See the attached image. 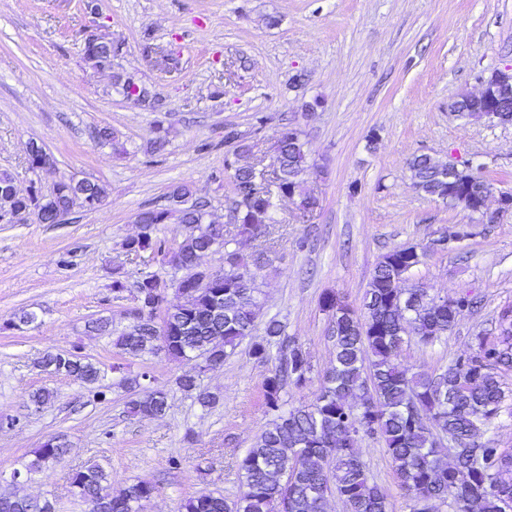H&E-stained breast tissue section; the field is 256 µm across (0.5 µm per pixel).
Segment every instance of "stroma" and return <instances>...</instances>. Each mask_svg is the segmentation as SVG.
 <instances>
[{"mask_svg": "<svg viewBox=\"0 0 512 512\" xmlns=\"http://www.w3.org/2000/svg\"><path fill=\"white\" fill-rule=\"evenodd\" d=\"M101 31L119 46L104 72L84 59L87 37ZM508 66L512 0H0V172L23 193L34 184L50 194L63 179L105 189L98 209L74 207L57 224L30 214L0 222V484L49 499L56 512H88L68 477L95 462L112 493L155 485L144 512H184L202 491L238 496V459L271 420L262 389L270 363L246 340L205 372L194 359L129 356L115 345L133 322L137 281L174 274L160 255L123 249L140 231L137 213L164 206L172 186L186 184L215 221L230 222V128L252 144L247 161L261 169L283 125L297 127L308 159L303 187L319 199L310 213L280 201L276 224L242 248L267 259L257 273L255 335L280 320L313 375L322 374L333 341L321 295L333 291L360 308L386 252L443 235L447 249L430 252L410 283L439 296L468 293L481 306L434 344L405 343L402 358L438 374L470 352L477 334L494 335L500 312L512 308V210L476 223L412 189L408 162L425 153L469 164L495 190H512V124L450 110ZM117 72L146 86L148 102L129 104L113 84ZM101 126L126 154L93 140ZM160 129L168 144L156 152ZM32 141L53 158L38 174L27 165ZM26 311L37 324L14 329ZM73 350L104 371L103 398L40 365L47 352ZM117 363L123 373L113 372ZM143 372L148 389L168 396L163 416L129 412L135 391L123 378ZM186 373L214 405L179 389ZM39 389L53 397L37 408ZM55 437L67 442L66 455L27 473L36 449ZM357 446L391 512H413L383 442L363 436Z\"/></svg>", "mask_w": 512, "mask_h": 512, "instance_id": "obj_1", "label": "stroma"}]
</instances>
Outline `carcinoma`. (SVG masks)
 Listing matches in <instances>:
<instances>
[{
    "instance_id": "1",
    "label": "carcinoma",
    "mask_w": 512,
    "mask_h": 512,
    "mask_svg": "<svg viewBox=\"0 0 512 512\" xmlns=\"http://www.w3.org/2000/svg\"><path fill=\"white\" fill-rule=\"evenodd\" d=\"M84 55L93 67L112 69V49L87 44ZM96 141L126 152L108 126L97 129ZM27 162L29 168L37 169L51 163V157L43 147L31 143ZM277 164L278 180L254 194L251 181L256 169L250 165L232 168L235 193L250 194L237 214L235 236L253 237L269 223L274 216V196L302 192L307 157L297 128L286 126L281 131ZM441 168L442 162L426 154L413 156L409 162L412 187L466 210L489 185L479 174L469 182L450 183ZM191 196L188 187L175 186L169 192L168 205L141 211V232L127 239L125 247L133 255L148 250L160 254L173 269L188 276L202 255L222 249L224 280L213 286L189 282L186 287L193 292L185 295L183 302L172 304L166 287L174 286L175 280L154 275L142 278L137 292L145 291L155 299V307L144 312L160 319L164 335L152 336L132 324L117 337L116 346L132 356L161 349L174 359L201 357L219 366L253 335L252 315L259 288L249 266L263 267L265 257L259 253L249 262L239 249L229 248L232 240L224 225L207 220L204 204L189 202ZM103 197V187L88 179L61 181L49 195L38 191L21 194L10 174H0V213L19 215L35 210L44 224L58 223L59 216L78 202L94 209ZM174 210L187 233L170 252L155 231L168 223ZM435 246V242L421 249L397 246L384 254L367 285L359 315L337 294L321 296L320 306L329 313L335 338L334 364L321 376L310 404L283 409L285 387H306L312 367L301 346L284 338L280 322H268L265 335L251 342L250 352L266 360L271 343L279 345L277 365L262 382L265 406L273 419L238 461L240 495L229 503L202 492L184 504L185 512H325L331 496L343 501L346 512H388V493L370 479L358 449L341 444L349 431L383 440L395 465L398 486L415 501V512H429L428 507L436 501L448 504L451 512H466L465 503L475 512H506L512 504V449L487 448L478 436L500 413L504 390L499 372L512 370V309L500 313L495 339L475 337L465 370L458 359L443 372L429 375L412 371L400 360L405 338L414 336L422 344H431L477 307L468 294L453 305L426 288L398 287L401 275L421 264ZM41 367L86 386L100 378L98 367L72 352H49ZM167 408L168 397L160 391H143L130 402L134 416L158 417ZM437 435L463 439L452 462L445 461L433 446ZM66 451L67 443L58 438L44 442L27 472L60 460ZM69 481L93 512H142L155 493V487L145 482L118 495L108 492L104 486L107 474L97 463L72 471ZM0 512L56 510L47 499L21 497L6 487L0 490Z\"/></svg>"
}]
</instances>
